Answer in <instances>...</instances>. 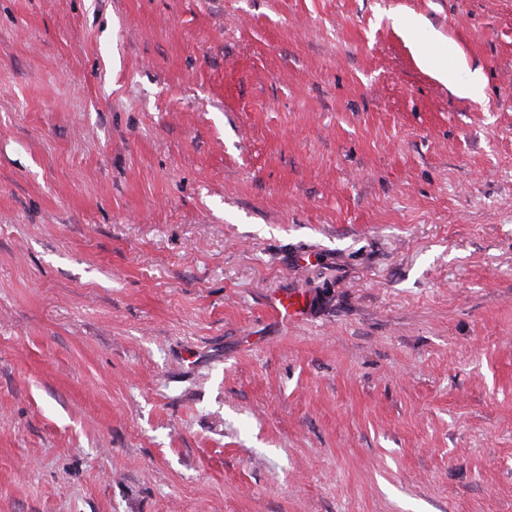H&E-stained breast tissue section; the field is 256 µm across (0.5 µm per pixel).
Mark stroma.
I'll list each match as a JSON object with an SVG mask.
<instances>
[{"mask_svg": "<svg viewBox=\"0 0 512 512\" xmlns=\"http://www.w3.org/2000/svg\"><path fill=\"white\" fill-rule=\"evenodd\" d=\"M0 512H512V0H0Z\"/></svg>", "mask_w": 512, "mask_h": 512, "instance_id": "obj_1", "label": "stroma"}]
</instances>
